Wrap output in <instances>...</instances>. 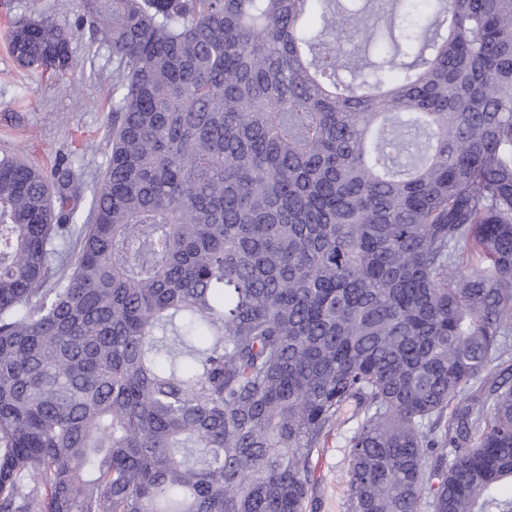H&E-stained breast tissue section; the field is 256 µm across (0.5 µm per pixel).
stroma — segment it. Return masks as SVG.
<instances>
[{
  "label": "stroma",
  "mask_w": 512,
  "mask_h": 512,
  "mask_svg": "<svg viewBox=\"0 0 512 512\" xmlns=\"http://www.w3.org/2000/svg\"><path fill=\"white\" fill-rule=\"evenodd\" d=\"M40 3L44 16L72 32L74 64L62 75L20 66L9 50L7 33L13 24L30 18L31 0H0V154L16 155L50 174L71 165L74 187L86 194L99 181L110 155L112 50L77 31L81 0ZM359 420L357 404L348 403L316 460L309 512H347V439Z\"/></svg>",
  "instance_id": "35a3bbf8"
}]
</instances>
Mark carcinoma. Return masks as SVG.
Returning a JSON list of instances; mask_svg holds the SVG:
<instances>
[{
	"mask_svg": "<svg viewBox=\"0 0 512 512\" xmlns=\"http://www.w3.org/2000/svg\"><path fill=\"white\" fill-rule=\"evenodd\" d=\"M345 2L85 0L100 183L0 157V512H306L350 400L347 512H512V0Z\"/></svg>",
	"mask_w": 512,
	"mask_h": 512,
	"instance_id": "cac0c4a2",
	"label": "carcinoma"
}]
</instances>
